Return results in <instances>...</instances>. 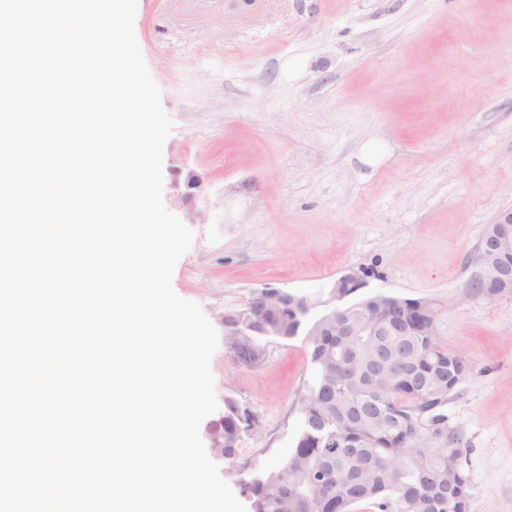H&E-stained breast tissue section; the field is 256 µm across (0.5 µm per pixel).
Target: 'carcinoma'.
<instances>
[{
	"mask_svg": "<svg viewBox=\"0 0 512 512\" xmlns=\"http://www.w3.org/2000/svg\"><path fill=\"white\" fill-rule=\"evenodd\" d=\"M264 320L282 341L302 337L311 380L299 397L301 429L283 466L240 480L250 512H469L470 478L461 440L441 408L472 364L442 344L433 327L406 322L386 302L353 299L340 288L336 308L307 329L295 318L294 294L270 289ZM263 336L234 337L237 356L255 364ZM254 413L227 398L220 433L233 457Z\"/></svg>",
	"mask_w": 512,
	"mask_h": 512,
	"instance_id": "carcinoma-1",
	"label": "carcinoma"
}]
</instances>
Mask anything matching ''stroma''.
<instances>
[{"label":"stroma","mask_w":512,"mask_h":512,"mask_svg":"<svg viewBox=\"0 0 512 512\" xmlns=\"http://www.w3.org/2000/svg\"><path fill=\"white\" fill-rule=\"evenodd\" d=\"M134 30L174 122L163 201L194 234L172 288L218 333L217 400L259 420L222 478L286 461L310 377L298 338L240 363L227 319L354 271L357 298L434 302L473 365L445 407L470 512H512V298L465 290L512 209V0H139Z\"/></svg>","instance_id":"35a3bbf8"}]
</instances>
